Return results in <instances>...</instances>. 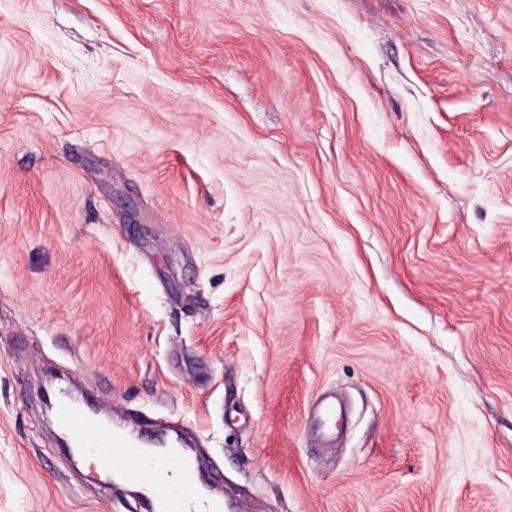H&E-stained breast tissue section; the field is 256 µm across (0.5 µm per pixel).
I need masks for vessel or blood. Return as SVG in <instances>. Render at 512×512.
<instances>
[{"label":"vessel or blood","mask_w":512,"mask_h":512,"mask_svg":"<svg viewBox=\"0 0 512 512\" xmlns=\"http://www.w3.org/2000/svg\"><path fill=\"white\" fill-rule=\"evenodd\" d=\"M315 410L318 437L330 438L339 413L335 401L326 398L316 402ZM57 420L72 447L90 465L108 473L113 463H120V479L151 490L156 512H224L222 501L202 493L191 464H183L175 472L166 470L171 449L146 451L124 433L68 404L59 406Z\"/></svg>","instance_id":"1"}]
</instances>
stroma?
Listing matches in <instances>:
<instances>
[{
  "mask_svg": "<svg viewBox=\"0 0 512 512\" xmlns=\"http://www.w3.org/2000/svg\"><path fill=\"white\" fill-rule=\"evenodd\" d=\"M49 385L248 512H512V0H0V512H138ZM316 419L314 421L315 430L320 439H328L333 434V429L336 425V418L339 410L336 402L329 398H324L322 401L315 403Z\"/></svg>",
  "mask_w": 512,
  "mask_h": 512,
  "instance_id": "stroma-1",
  "label": "stroma"
}]
</instances>
